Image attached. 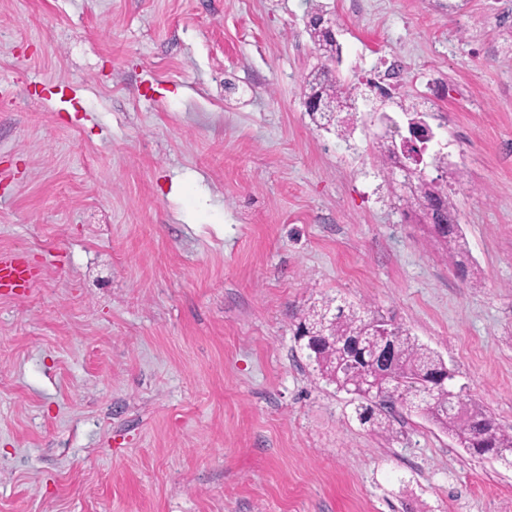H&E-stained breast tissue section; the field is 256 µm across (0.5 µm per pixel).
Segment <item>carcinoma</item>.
<instances>
[{"label":"carcinoma","mask_w":512,"mask_h":512,"mask_svg":"<svg viewBox=\"0 0 512 512\" xmlns=\"http://www.w3.org/2000/svg\"><path fill=\"white\" fill-rule=\"evenodd\" d=\"M322 10L313 12L308 20L307 28L314 39L317 51L323 62L310 89L319 92L336 110V120L318 115L319 125L336 128L337 134H344L351 124L352 105L355 103L354 88L342 83L333 75L331 62L338 53V45L329 39L318 27L317 20ZM403 184L407 185L413 198L423 202L425 207L437 201L444 206L451 223L435 224L437 234L446 244L453 246L459 254L465 253V242L459 228L457 212L448 201V193L432 182L426 181L418 169L413 168L403 173ZM336 311V321L323 322L324 314L329 310ZM380 319L369 316L366 311L342 299L322 298L313 302L304 313L297 326V331L305 330L313 336L322 337L320 350L308 351L322 378L336 384L340 389L353 391L354 385L341 372L336 371L337 349L334 336H365L367 329ZM390 335L397 343V356L386 367L380 369L379 377L382 384L396 400L414 397L413 379L422 372H441L446 369L445 362L433 351L418 344L409 332L398 324H390ZM444 394L436 393L432 405L424 411L438 427L454 436L458 443L472 453L484 456L492 454L496 458L512 464V432L503 429L486 410L477 407L471 399L458 394V408L453 414L443 409L441 400ZM360 420L383 431L388 424L383 412L375 411L377 403L359 398Z\"/></svg>","instance_id":"obj_1"}]
</instances>
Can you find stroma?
Segmentation results:
<instances>
[{
    "label": "stroma",
    "instance_id": "1",
    "mask_svg": "<svg viewBox=\"0 0 512 512\" xmlns=\"http://www.w3.org/2000/svg\"><path fill=\"white\" fill-rule=\"evenodd\" d=\"M318 8L346 140L304 106ZM408 96L478 287L379 155ZM6 249L46 276L0 298V512H512V466L375 432L294 336L363 307L512 429V0H0Z\"/></svg>",
    "mask_w": 512,
    "mask_h": 512
}]
</instances>
